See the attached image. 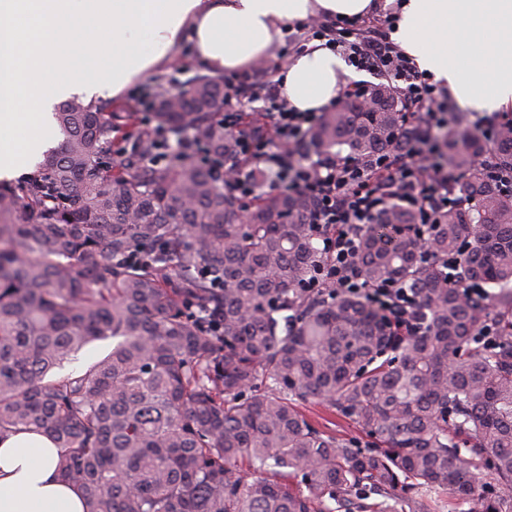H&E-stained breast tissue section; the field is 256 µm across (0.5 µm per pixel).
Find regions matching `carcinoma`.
<instances>
[{
    "instance_id": "carcinoma-1",
    "label": "carcinoma",
    "mask_w": 512,
    "mask_h": 512,
    "mask_svg": "<svg viewBox=\"0 0 512 512\" xmlns=\"http://www.w3.org/2000/svg\"><path fill=\"white\" fill-rule=\"evenodd\" d=\"M366 93L322 113L314 154L367 159L418 133L390 87ZM222 111L224 81L204 74L157 96L150 133L72 98L37 174L0 187V438L49 436L86 512H433V492L512 512V194L476 165L492 152L512 168V128L496 144L448 131L442 162L470 206L430 241L395 204L366 225L363 279L401 281L420 303L424 330L400 336L358 295L302 289L325 261L315 199L266 190L267 171L241 162L258 193L238 223L241 201L208 164L235 160ZM160 130L178 148L155 162ZM426 245L466 251L460 268L424 261ZM470 281L491 291L472 300ZM487 319L493 352L472 342ZM309 401L366 440L312 424ZM111 349L112 340L96 342L79 352L76 360H73L70 364H66L65 368L60 371V374H66L72 370H78L92 359L109 352Z\"/></svg>"
}]
</instances>
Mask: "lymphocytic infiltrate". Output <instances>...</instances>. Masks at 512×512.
I'll use <instances>...</instances> for the list:
<instances>
[{"instance_id":"f902f5d3","label":"lymphocytic infiltrate","mask_w":512,"mask_h":512,"mask_svg":"<svg viewBox=\"0 0 512 512\" xmlns=\"http://www.w3.org/2000/svg\"><path fill=\"white\" fill-rule=\"evenodd\" d=\"M393 21L389 13L374 21L299 22L284 29L283 41L299 52L311 41H324L356 70L386 81L405 111L421 115L422 134L402 150L371 160L333 155L310 162L297 158V150L321 115L289 108L279 81L269 79L260 66L244 79L225 80L219 119L225 130L237 135L238 159L264 164L273 174V188L315 199L313 222L326 262L309 278V286L363 296L396 332L408 334L422 325L411 289L389 280L368 283L356 269L362 228L374 223L392 200L413 212L424 230L448 209H463L467 203L449 194L452 176L440 160V142L457 115L443 106L446 91L392 41ZM258 100L269 131L265 137L252 135L241 124L243 107Z\"/></svg>"}]
</instances>
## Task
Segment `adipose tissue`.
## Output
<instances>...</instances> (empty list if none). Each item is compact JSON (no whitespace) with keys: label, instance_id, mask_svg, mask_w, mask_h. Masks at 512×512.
I'll return each mask as SVG.
<instances>
[{"label":"adipose tissue","instance_id":"adipose-tissue-1","mask_svg":"<svg viewBox=\"0 0 512 512\" xmlns=\"http://www.w3.org/2000/svg\"><path fill=\"white\" fill-rule=\"evenodd\" d=\"M378 0H0V177L40 157L53 105L114 99L165 70L190 43L211 74L269 60L288 23L362 18ZM394 40L453 97L480 112L512 106V0H401ZM350 68L308 44L283 65L281 92L300 112L335 102ZM44 435L0 439V512H84Z\"/></svg>","mask_w":512,"mask_h":512}]
</instances>
